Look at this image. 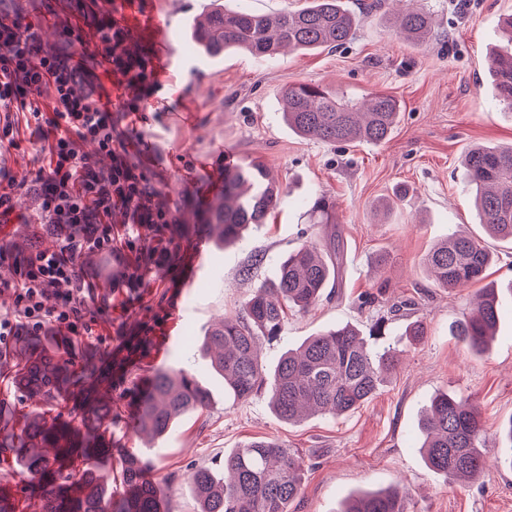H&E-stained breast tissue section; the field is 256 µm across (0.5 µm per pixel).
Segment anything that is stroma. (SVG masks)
I'll return each mask as SVG.
<instances>
[{"mask_svg": "<svg viewBox=\"0 0 512 512\" xmlns=\"http://www.w3.org/2000/svg\"><path fill=\"white\" fill-rule=\"evenodd\" d=\"M213 0H158L178 59L151 105L128 111L129 86L104 82L112 99L115 133L126 158L155 190L154 205L174 223L196 224L204 215L207 188L224 175V157L259 160L282 183L284 196L266 224L242 243H212V261L192 288L172 302L194 262L200 237L170 243L171 258L137 283L120 281L97 297L93 309L100 337L74 339L73 368L95 361L109 371L117 414L105 440L102 470L120 467L116 449L147 456L161 512H196L191 474L220 466L225 453L253 440L272 438L305 463L301 493L290 512H339L362 490L402 486L408 512H512V243L489 237L462 192V160L477 144H512V111L499 105L487 78V55L499 39L512 0H417L436 24L421 47L396 35L391 2L365 12V0H348L360 15L354 38L334 50L259 58L231 52L204 55L189 36L190 22ZM0 10L39 23L46 45L74 52L62 24L79 18L91 41L98 16H117L109 0H0ZM315 82L353 98L384 93L401 105L390 136L380 144L302 139L281 116L288 86ZM37 148L23 144L6 156L19 186L15 211L28 213ZM335 205V224H322L318 197ZM458 231L493 254L488 281L499 285L498 332L486 352L467 349L452 328L475 297L474 288L436 287L424 266L432 244ZM335 236L336 277L307 312H289L277 338L261 339L265 365L288 348L328 328L350 323L362 336L390 308L398 313L389 332L402 334L414 321L425 334L403 342L397 369L380 392L359 409L336 417L313 416L288 424L277 418L266 395L240 401L222 380L205 371L197 352L212 324L236 314L252 290L274 276L275 259L305 242ZM265 256L256 265V256ZM17 350L0 354V415L21 428L39 399L15 387ZM195 372L212 391L208 409L177 420L155 443L133 432L135 394L159 368ZM441 391L470 398L487 435L488 466L476 483L449 482L429 470L419 452V422ZM0 487L17 512H42L36 479L0 454Z\"/></svg>", "mask_w": 512, "mask_h": 512, "instance_id": "obj_1", "label": "stroma"}]
</instances>
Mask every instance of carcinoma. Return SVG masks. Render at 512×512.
<instances>
[{"label": "carcinoma", "instance_id": "obj_1", "mask_svg": "<svg viewBox=\"0 0 512 512\" xmlns=\"http://www.w3.org/2000/svg\"><path fill=\"white\" fill-rule=\"evenodd\" d=\"M394 31L415 45L433 32L431 14L402 3L394 11ZM359 23L343 0H308L291 12L267 15L221 6L204 12L192 28V39L211 56L247 51L272 57L278 51H310L350 41ZM507 45L490 53L487 70L497 100L512 110V16L503 20ZM285 121L298 135L324 143L377 144L394 128L399 103L374 93L358 103L312 83L288 87ZM465 194L472 198L489 236L512 242V146H477L463 160ZM283 188L260 163L224 167L222 191L209 204L206 223L196 232L217 234L225 245L244 240L265 223ZM486 246L457 234L434 244L424 263L441 288H465L481 281L490 265ZM336 271V247L314 241L288 253L275 267L271 283L258 285L239 313L213 324L199 347L205 366L219 374L224 388L247 400L269 396L276 415L290 423L315 414H345L370 400L399 364L401 350L392 344L371 348L349 324L308 338L285 351L273 372L265 371L258 355V334L278 335L288 310L305 312L322 297ZM499 309L492 288H483L473 306L455 324V335L481 352L494 335ZM15 381L41 400L43 410L30 414L19 433L6 436L7 450L30 476L46 480L43 512H65V499L77 512H157L155 489L145 479L149 462L127 452L118 475H102L89 462L104 449L72 438L48 418L65 387L95 379L90 369L69 368V360L39 347L20 351ZM211 402L210 390L184 369L156 370L140 395L135 431L152 441L164 436L174 421L201 411ZM112 398L90 404L80 425L86 436L113 422ZM420 450L430 470L448 480L475 482L486 469V436L478 407L446 392L435 396L420 421ZM304 462L274 440L246 443L224 457V473L210 467L195 471L191 481L198 512H288L302 490ZM339 512H406V494L398 488L349 497Z\"/></svg>", "mask_w": 512, "mask_h": 512}]
</instances>
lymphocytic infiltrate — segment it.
<instances>
[{
    "label": "lymphocytic infiltrate",
    "mask_w": 512,
    "mask_h": 512,
    "mask_svg": "<svg viewBox=\"0 0 512 512\" xmlns=\"http://www.w3.org/2000/svg\"><path fill=\"white\" fill-rule=\"evenodd\" d=\"M29 18L0 12V152L20 149L19 126L47 156L35 171L34 207L25 223L43 226L50 249L15 257L0 248V348L23 336L94 337L90 307L97 296V259L114 252L113 227L130 240L169 223L168 212L144 199V178L114 135L112 100L100 93L84 59L44 46ZM128 33L111 17L96 28L92 58L111 65L130 85L144 83L146 65L126 62Z\"/></svg>",
    "instance_id": "lymphocytic-infiltrate-1"
}]
</instances>
